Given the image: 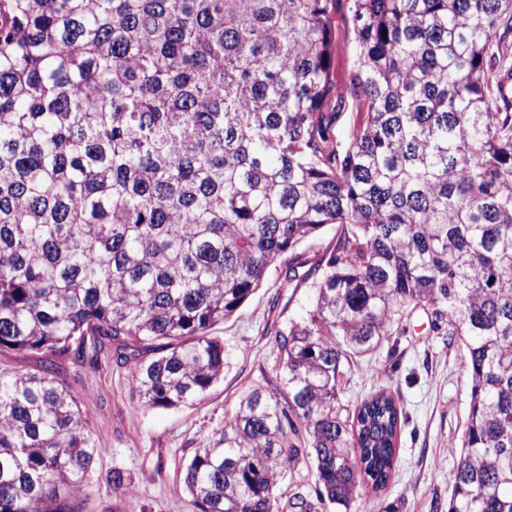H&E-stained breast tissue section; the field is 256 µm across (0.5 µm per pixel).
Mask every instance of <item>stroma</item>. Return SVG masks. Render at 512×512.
Masks as SVG:
<instances>
[{
  "mask_svg": "<svg viewBox=\"0 0 512 512\" xmlns=\"http://www.w3.org/2000/svg\"><path fill=\"white\" fill-rule=\"evenodd\" d=\"M331 14L338 31L332 61L336 84L348 81L356 48L347 34L345 0ZM312 302L308 285L285 283L273 265L260 288L212 336L224 344V374L204 398L188 407L150 409L131 395L128 370L115 357L96 364L67 355L0 349V367L38 372L54 365L84 403L102 454L90 476L85 512H196L182 483L186 462L224 424L238 395L278 375L276 331L298 319ZM399 327L376 349L355 356L341 399L348 406L379 391L400 400L398 462L387 489L374 494L359 486L351 512H448L450 484L470 399L466 351L449 340L423 305L403 309ZM124 471L132 487L113 491L106 476Z\"/></svg>",
  "mask_w": 512,
  "mask_h": 512,
  "instance_id": "obj_1",
  "label": "stroma"
}]
</instances>
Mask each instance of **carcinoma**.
<instances>
[{
    "label": "carcinoma",
    "instance_id": "cac0c4a2",
    "mask_svg": "<svg viewBox=\"0 0 512 512\" xmlns=\"http://www.w3.org/2000/svg\"><path fill=\"white\" fill-rule=\"evenodd\" d=\"M0 0V349L116 354L153 409L224 373L210 329L271 266L314 302L282 373L195 449L198 512H350L385 490L401 409L345 364L424 305L468 355L448 512H512V0ZM364 108L345 152L332 96ZM336 248L297 247L328 225ZM102 449L53 367L0 369V512H84ZM312 460L317 501L279 483ZM338 3L333 5L331 10L338 31L333 53L332 78L338 86H342L348 81L353 69L356 60V48L351 37L346 34L347 26L350 25L347 2L341 0Z\"/></svg>",
    "mask_w": 512,
    "mask_h": 512
}]
</instances>
